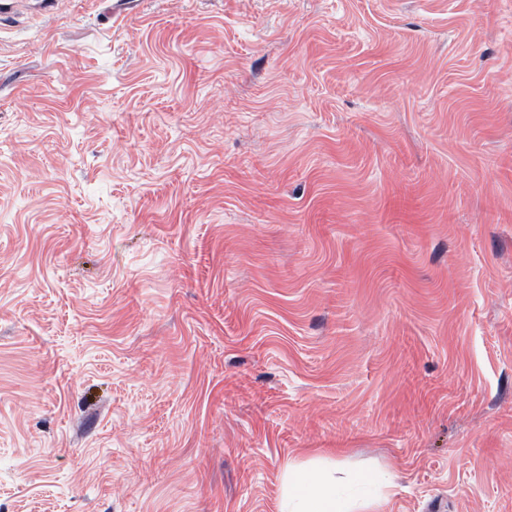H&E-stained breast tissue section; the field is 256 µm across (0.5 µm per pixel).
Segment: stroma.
Masks as SVG:
<instances>
[{
  "mask_svg": "<svg viewBox=\"0 0 512 512\" xmlns=\"http://www.w3.org/2000/svg\"><path fill=\"white\" fill-rule=\"evenodd\" d=\"M512 512V0H0V512ZM281 512H369L371 498L349 499L330 474L307 479L298 470H288Z\"/></svg>",
  "mask_w": 512,
  "mask_h": 512,
  "instance_id": "stroma-1",
  "label": "stroma"
}]
</instances>
